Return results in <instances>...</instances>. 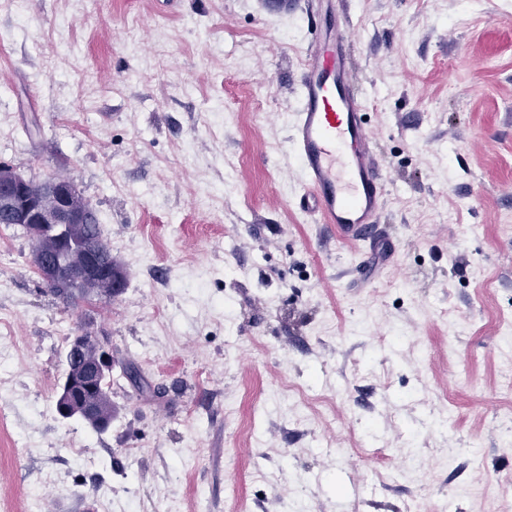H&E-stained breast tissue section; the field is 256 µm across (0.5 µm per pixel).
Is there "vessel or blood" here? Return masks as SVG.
Instances as JSON below:
<instances>
[{
	"instance_id": "vessel-or-blood-1",
	"label": "vessel or blood",
	"mask_w": 512,
	"mask_h": 512,
	"mask_svg": "<svg viewBox=\"0 0 512 512\" xmlns=\"http://www.w3.org/2000/svg\"><path fill=\"white\" fill-rule=\"evenodd\" d=\"M322 24L304 50L299 107L288 142L300 167L299 206L329 225L339 242L382 241L379 215L388 176L374 149L350 63L351 25L338 0H310Z\"/></svg>"
}]
</instances>
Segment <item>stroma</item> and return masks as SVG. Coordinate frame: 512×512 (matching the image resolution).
<instances>
[{"mask_svg":"<svg viewBox=\"0 0 512 512\" xmlns=\"http://www.w3.org/2000/svg\"><path fill=\"white\" fill-rule=\"evenodd\" d=\"M267 2L0 9V163L73 179L126 271L97 432L55 408L88 305L0 234V512H512V0H350L395 244L365 253L297 205L314 27Z\"/></svg>","mask_w":512,"mask_h":512,"instance_id":"1","label":"stroma"}]
</instances>
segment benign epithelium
<instances>
[{
  "mask_svg": "<svg viewBox=\"0 0 512 512\" xmlns=\"http://www.w3.org/2000/svg\"><path fill=\"white\" fill-rule=\"evenodd\" d=\"M0 221L24 228L31 242V263L42 282L65 298L110 299L124 283V271L100 241L87 234L70 237L75 224L91 221V207L72 180L34 181L0 163ZM67 356L68 378L59 386L57 401L73 416L99 418V381L112 366L109 338L87 327L72 336Z\"/></svg>",
  "mask_w": 512,
  "mask_h": 512,
  "instance_id": "1",
  "label": "benign epithelium"
}]
</instances>
